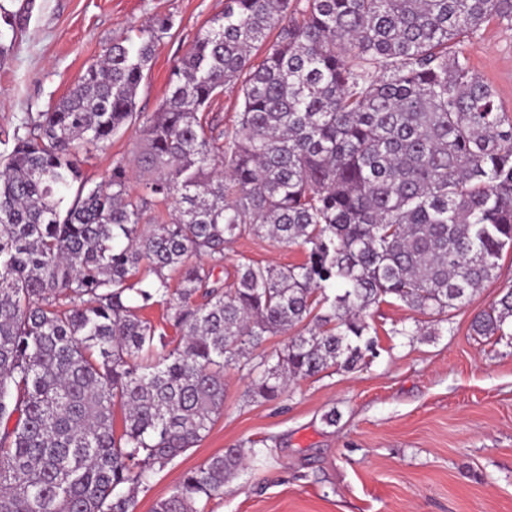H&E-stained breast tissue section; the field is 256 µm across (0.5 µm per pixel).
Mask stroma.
I'll use <instances>...</instances> for the list:
<instances>
[{
	"label": "stroma",
	"mask_w": 512,
	"mask_h": 512,
	"mask_svg": "<svg viewBox=\"0 0 512 512\" xmlns=\"http://www.w3.org/2000/svg\"><path fill=\"white\" fill-rule=\"evenodd\" d=\"M0 128L14 129L73 88L112 41L157 15L174 26L157 45L137 109L152 112L174 66L224 0H0ZM512 113V25L492 20L457 45ZM134 130L117 135L83 164L98 182L134 154ZM296 264L298 247L244 237L224 252V276L240 261ZM512 283V255L498 280L453 311L448 327L407 343L388 329L429 326L431 317L398 304L372 307L379 356L352 371L298 381L276 401L253 400L241 372H224V413L193 448L141 489L134 512H153L182 474L226 449L246 464L213 498L209 512H512V347L474 335L473 318ZM336 412L335 424L325 416Z\"/></svg>",
	"instance_id": "35a3bbf8"
}]
</instances>
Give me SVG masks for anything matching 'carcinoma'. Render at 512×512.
I'll list each match as a JSON object with an SVG mask.
<instances>
[{"label":"carcinoma","instance_id":"obj_1","mask_svg":"<svg viewBox=\"0 0 512 512\" xmlns=\"http://www.w3.org/2000/svg\"><path fill=\"white\" fill-rule=\"evenodd\" d=\"M492 19L512 24V0H224L156 111L136 98L167 15L14 129L0 158V512H134L224 413V369L274 400L379 356L372 307L439 324L498 278L512 116L448 56ZM237 83L224 130L206 109ZM130 127L132 162L91 183L85 156ZM243 236L305 260L241 262L226 283L216 270ZM155 304L161 323L138 316ZM510 322L512 285L471 330L501 341ZM277 335L282 349L259 351ZM243 464L239 448L209 458L154 512H205Z\"/></svg>","mask_w":512,"mask_h":512}]
</instances>
